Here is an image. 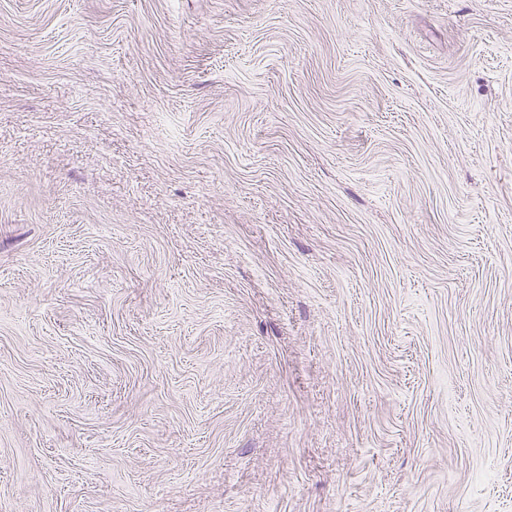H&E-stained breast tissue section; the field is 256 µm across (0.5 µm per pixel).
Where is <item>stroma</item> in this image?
Returning a JSON list of instances; mask_svg holds the SVG:
<instances>
[{"label":"stroma","instance_id":"stroma-1","mask_svg":"<svg viewBox=\"0 0 512 512\" xmlns=\"http://www.w3.org/2000/svg\"><path fill=\"white\" fill-rule=\"evenodd\" d=\"M0 512H512V0H0Z\"/></svg>","mask_w":512,"mask_h":512}]
</instances>
